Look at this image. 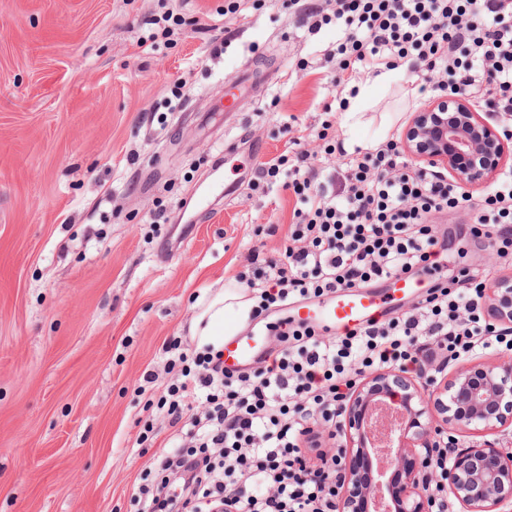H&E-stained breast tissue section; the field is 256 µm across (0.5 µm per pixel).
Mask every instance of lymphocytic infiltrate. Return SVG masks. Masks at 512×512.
I'll use <instances>...</instances> for the list:
<instances>
[{"label": "lymphocytic infiltrate", "mask_w": 512, "mask_h": 512, "mask_svg": "<svg viewBox=\"0 0 512 512\" xmlns=\"http://www.w3.org/2000/svg\"><path fill=\"white\" fill-rule=\"evenodd\" d=\"M311 17L309 32L332 23L345 30L325 55L336 64V87L361 69L413 72L424 64L419 93L452 87L488 112L512 114V0H325ZM308 160L300 152L262 165L299 206L284 262L235 277L255 301L251 319L339 288L433 270V218L448 211H474L471 235L512 255V171L475 201L435 171L411 168L391 140L348 159L333 186L317 182ZM488 283L478 269L460 268L433 280L412 312L332 341L305 324L278 325L272 363L236 375L225 373L220 353L170 342L166 368L177 378L157 406L171 441L141 476L140 512H336L338 457L320 450L359 376L415 366L430 385L450 362L512 348V332L484 315ZM189 397L202 402L190 415ZM310 452L318 464H308Z\"/></svg>", "instance_id": "f902f5d3"}]
</instances>
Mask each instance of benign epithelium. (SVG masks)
Returning <instances> with one entry per match:
<instances>
[{
    "mask_svg": "<svg viewBox=\"0 0 512 512\" xmlns=\"http://www.w3.org/2000/svg\"><path fill=\"white\" fill-rule=\"evenodd\" d=\"M421 167L483 187L512 159V142L466 97L444 94L412 113L400 141ZM488 308L512 325V279L488 289ZM412 368L364 378L342 407L346 439L336 512H431L426 488L437 482L458 512H501L512 504V358L455 372L428 404ZM476 431L485 438L448 454L438 473L435 431Z\"/></svg>",
    "mask_w": 512,
    "mask_h": 512,
    "instance_id": "obj_1",
    "label": "benign epithelium"
}]
</instances>
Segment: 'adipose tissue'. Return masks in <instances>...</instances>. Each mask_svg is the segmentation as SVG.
Here are the masks:
<instances>
[{"instance_id": "ef3b65f1", "label": "adipose tissue", "mask_w": 512, "mask_h": 512, "mask_svg": "<svg viewBox=\"0 0 512 512\" xmlns=\"http://www.w3.org/2000/svg\"><path fill=\"white\" fill-rule=\"evenodd\" d=\"M251 307L246 289L235 286L219 288L201 303L189 326V334L199 348L221 350L225 337L236 333L248 319Z\"/></svg>"}]
</instances>
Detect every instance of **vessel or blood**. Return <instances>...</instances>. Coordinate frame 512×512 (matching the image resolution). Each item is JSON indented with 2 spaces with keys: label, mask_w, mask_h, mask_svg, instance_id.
I'll use <instances>...</instances> for the list:
<instances>
[{
  "label": "vessel or blood",
  "mask_w": 512,
  "mask_h": 512,
  "mask_svg": "<svg viewBox=\"0 0 512 512\" xmlns=\"http://www.w3.org/2000/svg\"><path fill=\"white\" fill-rule=\"evenodd\" d=\"M426 277L394 276L385 287L376 290L340 289L328 302H308L295 306L291 315L294 323L317 328L330 327L348 333L373 320L381 319L395 294H415L427 288ZM265 339L260 332L236 333L224 340L223 361L227 371L235 372L266 353Z\"/></svg>",
  "instance_id": "b4317fda"
}]
</instances>
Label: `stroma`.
<instances>
[{
    "label": "stroma",
    "mask_w": 512,
    "mask_h": 512,
    "mask_svg": "<svg viewBox=\"0 0 512 512\" xmlns=\"http://www.w3.org/2000/svg\"><path fill=\"white\" fill-rule=\"evenodd\" d=\"M340 34L277 0L232 18L224 0H0V512H137L169 438L165 344L195 349L197 302L283 250L297 201L259 164L288 150V120L329 173L322 121L379 144L426 106L401 73L348 127L323 57ZM248 67L270 77L225 116ZM466 218L437 219L441 276L511 277Z\"/></svg>",
    "instance_id": "stroma-1"
}]
</instances>
